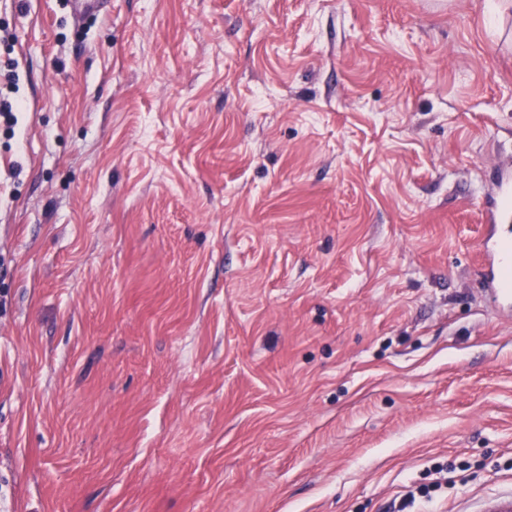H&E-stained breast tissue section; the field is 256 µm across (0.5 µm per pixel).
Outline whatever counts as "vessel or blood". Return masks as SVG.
<instances>
[{"mask_svg": "<svg viewBox=\"0 0 512 512\" xmlns=\"http://www.w3.org/2000/svg\"><path fill=\"white\" fill-rule=\"evenodd\" d=\"M482 213L492 227L480 245L485 286L499 303L512 307V236L501 231L512 223V180H500L497 192L484 200Z\"/></svg>", "mask_w": 512, "mask_h": 512, "instance_id": "obj_1", "label": "vessel or blood"}]
</instances>
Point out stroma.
I'll return each instance as SVG.
<instances>
[{"label": "stroma", "mask_w": 512, "mask_h": 512, "mask_svg": "<svg viewBox=\"0 0 512 512\" xmlns=\"http://www.w3.org/2000/svg\"><path fill=\"white\" fill-rule=\"evenodd\" d=\"M0 512H491L499 0H0Z\"/></svg>", "instance_id": "1"}]
</instances>
